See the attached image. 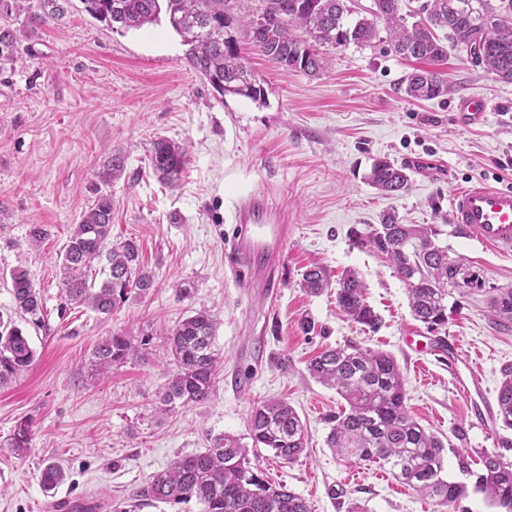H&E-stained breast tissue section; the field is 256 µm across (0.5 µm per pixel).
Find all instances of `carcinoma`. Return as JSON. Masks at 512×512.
I'll use <instances>...</instances> for the list:
<instances>
[{"mask_svg":"<svg viewBox=\"0 0 512 512\" xmlns=\"http://www.w3.org/2000/svg\"><path fill=\"white\" fill-rule=\"evenodd\" d=\"M94 19L114 32L165 22L187 46L189 69L219 95L234 94L260 100L264 89L248 69L239 42L251 45L276 68L316 76L326 66L320 49L353 44L371 47L378 39L377 20L386 24L394 52L402 58L434 63L448 55V46L479 49L468 53L475 65L485 66L503 81H512V0H423L424 18L408 22L400 14V0H373L370 17L354 21V0H80ZM444 31L439 38L436 31ZM16 36L0 26V64L14 63ZM448 79L437 70L416 69L406 77L405 93L414 99L448 95ZM184 145L164 137L152 142L149 165L159 179L175 183L187 164ZM125 155L117 152L96 173L104 184L122 176ZM368 183L385 195L407 190L406 167L383 158L373 162ZM112 199L101 195L73 225L60 262V288L65 305L87 307L109 318L129 300H142L154 288L152 271L141 262L135 241L112 242ZM440 230L432 224H401L392 214L380 223L351 230L354 245L386 256L394 272L409 288V305L416 320L431 331L448 325L451 288H480V273L465 270L436 243ZM101 266L102 280L89 277ZM336 302L349 319L370 329L380 318L368 301L367 287L348 270L337 280ZM300 287L317 295L330 287L327 271L312 266L304 271ZM12 312L0 314V387L10 384L35 361L28 335L18 321L35 328L45 325L40 292L22 269L11 274ZM495 322L512 328V288L491 300ZM215 325L204 306L192 311L162 333L176 372L162 387L161 404L173 408L203 405L214 394L220 356L214 345ZM150 344H134L122 334L103 340L92 352L94 366L106 374L139 355ZM310 375L336 390L345 408L328 419L327 445L347 462L378 463L393 477L411 486L438 507L462 501L467 485L444 476V443L410 415L405 382L394 357L383 351L348 345L330 348L308 366ZM497 416L512 429V368L503 372L497 394ZM251 446L228 434L209 438L201 452L175 459L137 492L140 501L181 503L197 500L203 512H312L306 499L284 485L264 479L258 467V449L274 457L296 459L308 436L295 409L282 399L264 401L250 414ZM30 427L16 426L9 447L18 456L29 448ZM481 471L458 459L459 470L474 478V490L484 494L498 512H512V463L496 453H483ZM65 467L55 460L40 472L43 489L50 492L66 481Z\"/></svg>","mask_w":512,"mask_h":512,"instance_id":"obj_1","label":"carcinoma"}]
</instances>
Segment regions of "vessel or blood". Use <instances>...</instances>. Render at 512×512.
I'll return each instance as SVG.
<instances>
[{
	"mask_svg": "<svg viewBox=\"0 0 512 512\" xmlns=\"http://www.w3.org/2000/svg\"><path fill=\"white\" fill-rule=\"evenodd\" d=\"M451 221L479 241L512 253V190L474 182L453 191ZM236 234L224 247L226 266L241 286L275 287L274 266L288 246V227L258 199L233 207Z\"/></svg>",
	"mask_w": 512,
	"mask_h": 512,
	"instance_id": "1",
	"label": "vessel or blood"
}]
</instances>
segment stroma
I'll use <instances>...</instances> for the list:
<instances>
[{"mask_svg": "<svg viewBox=\"0 0 512 512\" xmlns=\"http://www.w3.org/2000/svg\"><path fill=\"white\" fill-rule=\"evenodd\" d=\"M29 7L49 17L34 25L28 12L9 13L19 60L0 71V311L13 305L10 274L19 267L40 291L47 318L44 328L26 330L32 367L0 387V512H56L55 503L75 498L112 512L174 459L204 450L208 436L249 443L253 407L273 398L295 408L309 444L292 462L260 449L266 480L285 484L313 512H348L356 500L369 512H434L386 468L339 461L327 447L325 418L342 400L307 365L322 349L348 344L395 357L408 411L443 440L451 480L462 478L461 455L487 451L512 463V429L482 421L497 403L503 369L512 367V331L500 329L490 309L494 289L512 288V256L456 233L448 221L457 186L512 189V82L452 47L440 69L453 94L416 101L405 93L411 62L380 41L328 49L329 66L316 76L278 70L247 52L264 97L220 98L186 66L181 39L167 25L116 33L80 0H31ZM463 94L484 102L481 119L461 115ZM159 136L188 147L178 188L164 186L149 166ZM118 150L126 155L123 175L99 184L97 170ZM416 156L435 166L410 173L405 193L386 197L367 183L375 159L404 165ZM102 193L112 198L113 240L137 241L157 284L107 319L63 307L60 298L70 229ZM253 194L288 226L273 293L236 286L224 265L231 204ZM386 211L404 224L436 225L438 244L482 276L483 288L448 297L442 335L449 352L413 319L408 287L393 268L349 238L351 228L378 223ZM35 224L50 235L33 247ZM313 264L335 276L358 272L381 316L377 329L349 320L335 293L300 288ZM183 285L190 298H178ZM202 303L219 321L223 372L207 404L169 410L159 391L175 366L154 333ZM117 332L151 343L94 379L92 352ZM472 373L483 392L457 391L456 376ZM24 420L31 441L17 456L7 440ZM50 457L68 478L49 495L39 474Z\"/></svg>", "mask_w": 512, "mask_h": 512, "instance_id": "stroma-1", "label": "stroma"}]
</instances>
